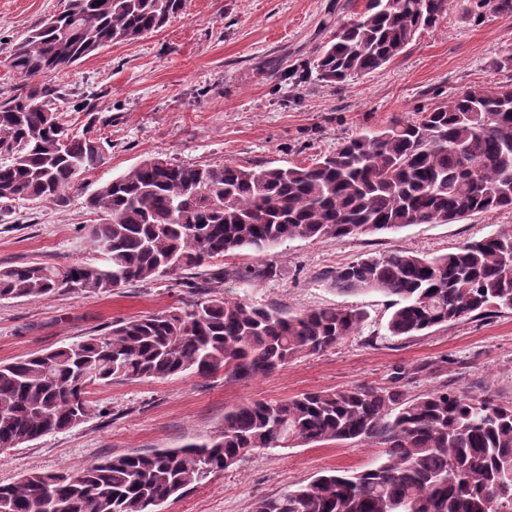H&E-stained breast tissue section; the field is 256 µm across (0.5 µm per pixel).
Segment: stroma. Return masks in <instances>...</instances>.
I'll return each mask as SVG.
<instances>
[{"mask_svg": "<svg viewBox=\"0 0 512 512\" xmlns=\"http://www.w3.org/2000/svg\"><path fill=\"white\" fill-rule=\"evenodd\" d=\"M367 0H185L180 15L132 43L115 44L62 72L34 78L61 89V119L100 138L103 159L66 191L65 203L16 200L0 205V267L102 264L85 227L86 206L102 184L148 157L193 165L253 169L306 166L365 131L413 121L449 95L512 84L500 68L512 53V12H476L473 0H450L447 14L389 64L345 83L313 76L319 48L336 25ZM68 0H0V101L24 85L10 67L15 44L62 11ZM512 226V210L451 224L327 241L295 239L267 256L275 278L224 292L286 315L352 307L365 315L359 333L328 351L294 359L248 381L216 374L116 381L92 387L98 405L80 426L0 451V484L30 473H79L96 460L179 448L219 434L224 414L256 399L306 391L399 382L412 396L448 386L492 392L512 403V311L391 336L392 298L344 293L336 270L393 250L434 256ZM167 275L107 294L61 291L48 299L0 300V362L105 332L113 321L161 314L188 297ZM378 439L258 451L183 496L164 512H252L256 500L307 485L316 476L380 464Z\"/></svg>", "mask_w": 512, "mask_h": 512, "instance_id": "35a3bbf8", "label": "stroma"}]
</instances>
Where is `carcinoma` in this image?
<instances>
[{
  "label": "carcinoma",
  "instance_id": "cac0c4a2",
  "mask_svg": "<svg viewBox=\"0 0 512 512\" xmlns=\"http://www.w3.org/2000/svg\"><path fill=\"white\" fill-rule=\"evenodd\" d=\"M185 0H68L15 45L11 68L28 79L61 71L116 43L163 28ZM449 0H367L322 47L319 80L343 82L401 54L438 23ZM48 86L0 103V200L63 201L76 177L101 162L100 139L61 122ZM101 217L88 234L105 266L0 268V299H47L60 290L109 293L177 271L186 308L116 322L102 336L0 363V450L68 431L96 412L88 389L114 380L220 371L236 380L273 373L357 333L365 314L318 308L282 316L222 292L226 276L259 281L276 268L230 273L241 251L267 253L293 239H343L458 215L512 209V86L456 93L415 121L364 132L308 166L259 170L148 157L86 200ZM341 292L396 297L387 329L418 336L512 310V228L428 257L401 250L336 271ZM378 438L385 459L347 475H322L253 512H512V404L446 387L410 397L401 387H348L252 400L224 413L220 434L91 463L71 475L32 473L0 485V512H155L169 498L261 450Z\"/></svg>",
  "mask_w": 512,
  "mask_h": 512
}]
</instances>
